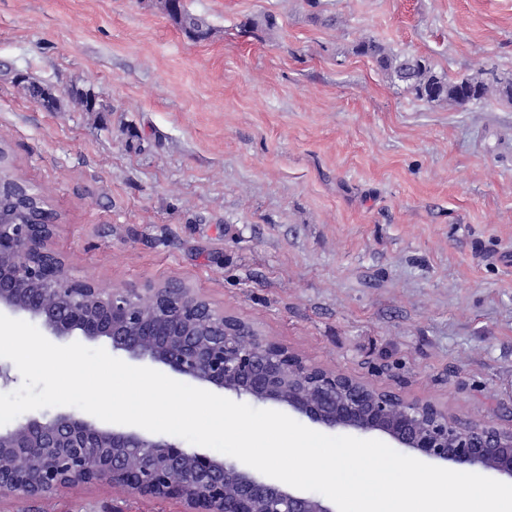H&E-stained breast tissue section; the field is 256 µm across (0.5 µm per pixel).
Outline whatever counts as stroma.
Segmentation results:
<instances>
[{
    "instance_id": "stroma-1",
    "label": "stroma",
    "mask_w": 512,
    "mask_h": 512,
    "mask_svg": "<svg viewBox=\"0 0 512 512\" xmlns=\"http://www.w3.org/2000/svg\"><path fill=\"white\" fill-rule=\"evenodd\" d=\"M184 4L208 40L159 0H0V142L69 271L182 281L312 363L512 430V104H426L354 52L512 76V0ZM182 510L109 485L0 495ZM163 10L182 27L185 33L196 41H203L210 34L209 28L199 18L189 14L183 0L161 1Z\"/></svg>"
}]
</instances>
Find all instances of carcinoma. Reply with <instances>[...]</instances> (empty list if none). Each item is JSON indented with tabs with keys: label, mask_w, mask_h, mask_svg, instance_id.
Segmentation results:
<instances>
[{
	"label": "carcinoma",
	"mask_w": 512,
	"mask_h": 512,
	"mask_svg": "<svg viewBox=\"0 0 512 512\" xmlns=\"http://www.w3.org/2000/svg\"><path fill=\"white\" fill-rule=\"evenodd\" d=\"M161 6L190 38L195 41L208 38L209 28L201 19L187 12L184 0H165ZM355 52L372 59L381 70L404 83L416 99L426 103L448 101L465 106L484 100L489 92V86L476 77L450 78L436 72L428 59L390 55L380 43L374 40L359 43ZM29 88L33 96L48 109L60 108V100L50 88L37 83L30 84ZM47 206H49L47 199L32 187L28 188L27 193L17 201L18 212L23 220L33 217L39 209Z\"/></svg>",
	"instance_id": "1"
}]
</instances>
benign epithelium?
Listing matches in <instances>:
<instances>
[{
	"label": "benign epithelium",
	"instance_id": "7a95c632",
	"mask_svg": "<svg viewBox=\"0 0 512 512\" xmlns=\"http://www.w3.org/2000/svg\"><path fill=\"white\" fill-rule=\"evenodd\" d=\"M0 183V312L26 315L58 340L105 339L112 351L148 359L191 382L240 400L275 404L324 429L377 434L397 452L445 469L512 481V431L463 422L429 400H409L332 368L311 364L250 322L214 306L182 282L141 288L70 274L53 247L56 214L16 218ZM150 305L154 314L147 316ZM46 454L36 478L0 468V494L39 499L77 485L180 501L183 512H337L326 499L165 437L107 429L59 412L0 429V461ZM233 480L237 494L224 497Z\"/></svg>",
	"mask_w": 512,
	"mask_h": 512
}]
</instances>
